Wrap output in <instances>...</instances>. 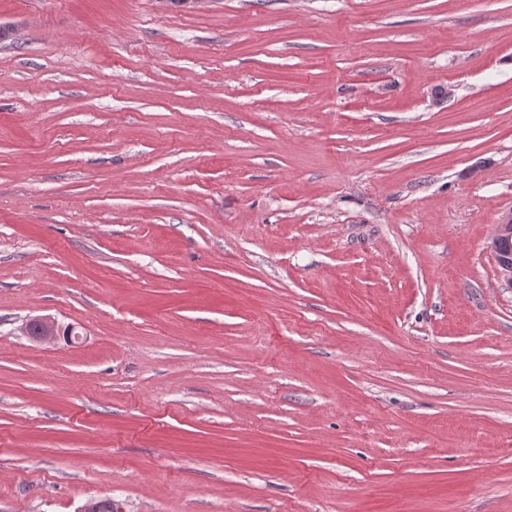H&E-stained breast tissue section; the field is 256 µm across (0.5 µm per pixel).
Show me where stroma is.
Returning <instances> with one entry per match:
<instances>
[{
    "label": "stroma",
    "instance_id": "stroma-1",
    "mask_svg": "<svg viewBox=\"0 0 512 512\" xmlns=\"http://www.w3.org/2000/svg\"><path fill=\"white\" fill-rule=\"evenodd\" d=\"M0 25V512H512V0ZM491 251L499 276L512 287V208L504 212L496 224ZM22 332L38 344L54 342L59 335L58 324L47 316H35L26 320Z\"/></svg>",
    "mask_w": 512,
    "mask_h": 512
}]
</instances>
